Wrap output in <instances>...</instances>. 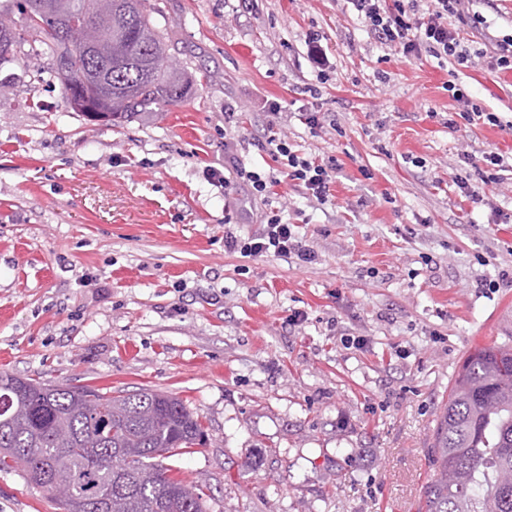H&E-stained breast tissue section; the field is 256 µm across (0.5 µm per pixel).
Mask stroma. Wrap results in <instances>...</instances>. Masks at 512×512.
<instances>
[{
    "label": "stroma",
    "instance_id": "obj_1",
    "mask_svg": "<svg viewBox=\"0 0 512 512\" xmlns=\"http://www.w3.org/2000/svg\"><path fill=\"white\" fill-rule=\"evenodd\" d=\"M150 3L195 81L182 104L90 120L48 56L0 88V372L178 397L207 442L169 463L207 512H419L460 365L512 346V223L490 221L512 188L476 208L451 187L461 144L512 152V72L385 53L348 0ZM452 78L502 126L445 127ZM313 84L336 118L317 135ZM275 133L338 160L330 202L217 186L228 157L279 170ZM270 210L313 262L225 248ZM0 512L62 509L3 470Z\"/></svg>",
    "mask_w": 512,
    "mask_h": 512
}]
</instances>
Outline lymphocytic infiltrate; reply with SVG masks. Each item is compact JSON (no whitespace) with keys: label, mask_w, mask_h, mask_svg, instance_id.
<instances>
[{"label":"lymphocytic infiltrate","mask_w":512,"mask_h":512,"mask_svg":"<svg viewBox=\"0 0 512 512\" xmlns=\"http://www.w3.org/2000/svg\"><path fill=\"white\" fill-rule=\"evenodd\" d=\"M367 32L389 51L426 55L450 65L468 66L472 58L483 59L487 70L512 72V37L492 35L474 9L476 0H348ZM478 30L484 47L470 53L464 42L465 29ZM268 150L281 163L279 175L262 174L233 165L237 179L259 194H267L279 180L292 182L319 203H327L330 185L339 169L337 161L322 162L298 153L287 139L269 137ZM459 171L451 182L455 192L468 201L481 203L489 189L503 184V174L512 163L495 151L473 153L461 150ZM259 235L241 241L231 239L230 248L248 255L273 254L310 263L314 252L282 215L263 216Z\"/></svg>","instance_id":"f902f5d3"}]
</instances>
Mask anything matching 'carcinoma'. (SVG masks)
Wrapping results in <instances>:
<instances>
[{"label": "carcinoma", "mask_w": 512, "mask_h": 512, "mask_svg": "<svg viewBox=\"0 0 512 512\" xmlns=\"http://www.w3.org/2000/svg\"><path fill=\"white\" fill-rule=\"evenodd\" d=\"M44 27L21 40L0 14V69L27 56L71 63L61 78L75 112L121 123L182 103L194 81L169 53L149 0H18ZM83 28L71 36V17ZM206 442L178 398L139 390L46 385L0 373V470L59 500L64 512H206L163 460ZM434 477L421 512H512V347L463 360L428 448Z\"/></svg>", "instance_id": "carcinoma-1"}]
</instances>
